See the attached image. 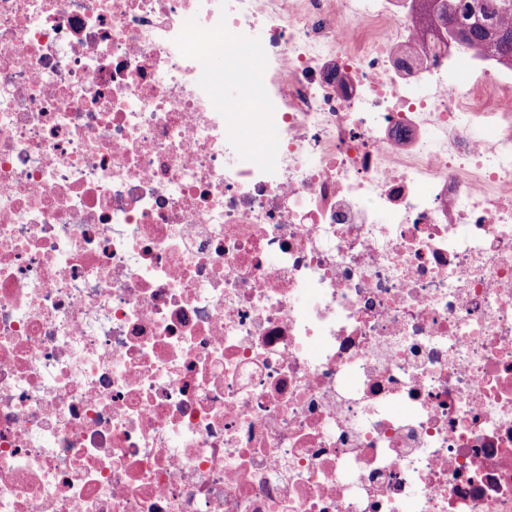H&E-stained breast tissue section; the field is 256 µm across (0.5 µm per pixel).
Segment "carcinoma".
<instances>
[{
    "label": "carcinoma",
    "mask_w": 512,
    "mask_h": 512,
    "mask_svg": "<svg viewBox=\"0 0 512 512\" xmlns=\"http://www.w3.org/2000/svg\"><path fill=\"white\" fill-rule=\"evenodd\" d=\"M444 37L512 59V0H431Z\"/></svg>",
    "instance_id": "obj_1"
}]
</instances>
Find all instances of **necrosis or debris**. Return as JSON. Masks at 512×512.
Wrapping results in <instances>:
<instances>
[{
    "label": "necrosis or debris",
    "mask_w": 512,
    "mask_h": 512,
    "mask_svg": "<svg viewBox=\"0 0 512 512\" xmlns=\"http://www.w3.org/2000/svg\"><path fill=\"white\" fill-rule=\"evenodd\" d=\"M0 512H512V62L414 0H0Z\"/></svg>",
    "instance_id": "obj_1"
}]
</instances>
